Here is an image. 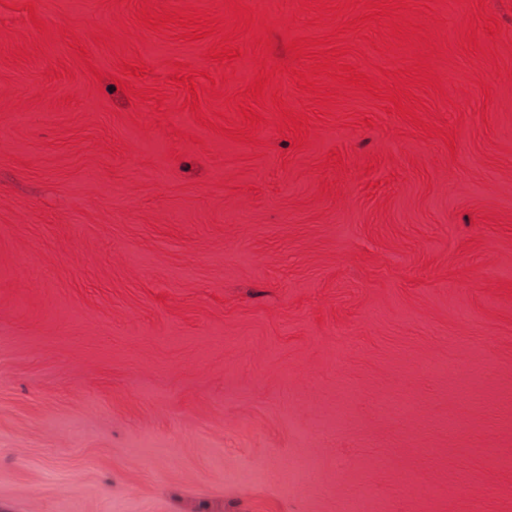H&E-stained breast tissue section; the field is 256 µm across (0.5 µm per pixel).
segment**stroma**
<instances>
[{
    "label": "stroma",
    "mask_w": 512,
    "mask_h": 512,
    "mask_svg": "<svg viewBox=\"0 0 512 512\" xmlns=\"http://www.w3.org/2000/svg\"><path fill=\"white\" fill-rule=\"evenodd\" d=\"M510 371L512 0H0V512H495Z\"/></svg>",
    "instance_id": "1"
}]
</instances>
